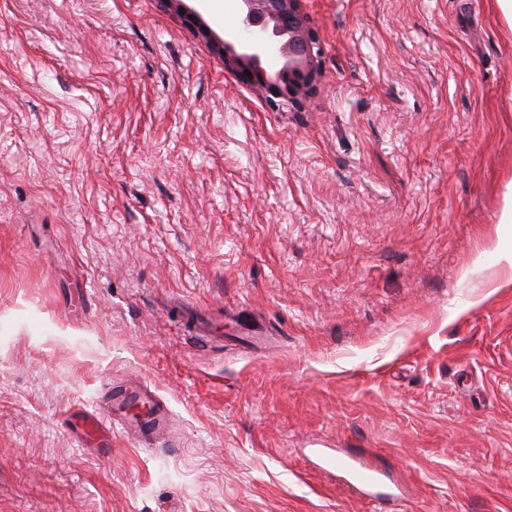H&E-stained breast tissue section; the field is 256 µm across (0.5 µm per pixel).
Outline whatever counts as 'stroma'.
<instances>
[{
    "label": "stroma",
    "mask_w": 512,
    "mask_h": 512,
    "mask_svg": "<svg viewBox=\"0 0 512 512\" xmlns=\"http://www.w3.org/2000/svg\"><path fill=\"white\" fill-rule=\"evenodd\" d=\"M303 9L322 75L279 111L224 67L235 7L0 0V512H512V31ZM125 379L169 431L81 442Z\"/></svg>",
    "instance_id": "stroma-1"
}]
</instances>
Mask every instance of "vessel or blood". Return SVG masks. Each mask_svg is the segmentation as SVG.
Segmentation results:
<instances>
[{
  "mask_svg": "<svg viewBox=\"0 0 512 512\" xmlns=\"http://www.w3.org/2000/svg\"><path fill=\"white\" fill-rule=\"evenodd\" d=\"M167 422L168 410L164 401L147 385L135 382L114 384L106 394L102 414L85 416L79 435L88 442L117 424L133 433L139 442L150 446L165 430Z\"/></svg>",
  "mask_w": 512,
  "mask_h": 512,
  "instance_id": "vessel-or-blood-1",
  "label": "vessel or blood"
}]
</instances>
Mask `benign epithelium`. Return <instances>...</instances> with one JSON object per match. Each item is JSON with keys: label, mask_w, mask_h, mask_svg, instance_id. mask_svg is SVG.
Here are the masks:
<instances>
[{"label": "benign epithelium", "mask_w": 512, "mask_h": 512, "mask_svg": "<svg viewBox=\"0 0 512 512\" xmlns=\"http://www.w3.org/2000/svg\"><path fill=\"white\" fill-rule=\"evenodd\" d=\"M237 27L224 35V67L277 109L301 107L321 76V51L302 0H236ZM281 59L271 75L270 55Z\"/></svg>", "instance_id": "7a95c632"}]
</instances>
